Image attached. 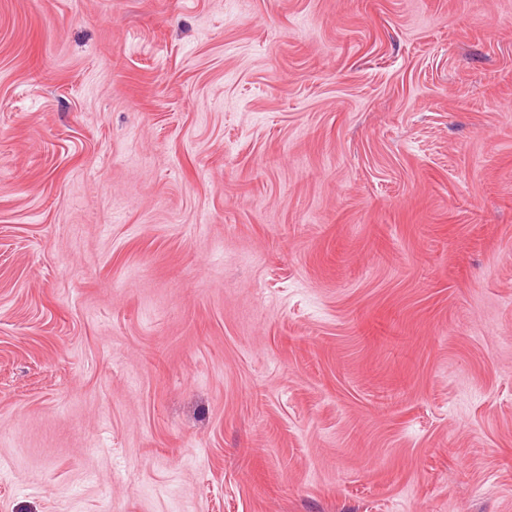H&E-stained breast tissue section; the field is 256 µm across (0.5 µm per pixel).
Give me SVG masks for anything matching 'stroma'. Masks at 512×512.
Masks as SVG:
<instances>
[{"instance_id":"1","label":"stroma","mask_w":512,"mask_h":512,"mask_svg":"<svg viewBox=\"0 0 512 512\" xmlns=\"http://www.w3.org/2000/svg\"><path fill=\"white\" fill-rule=\"evenodd\" d=\"M0 512H512V0H0Z\"/></svg>"}]
</instances>
